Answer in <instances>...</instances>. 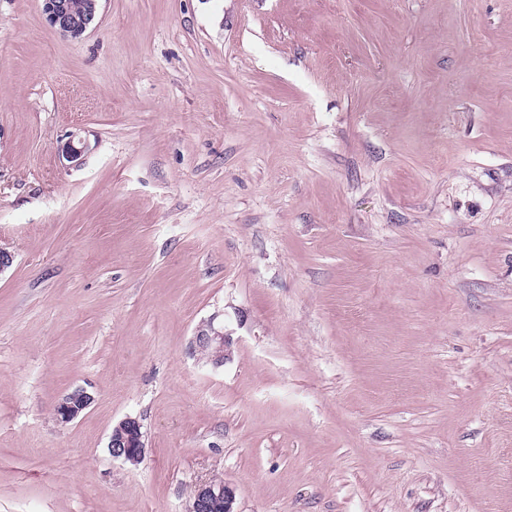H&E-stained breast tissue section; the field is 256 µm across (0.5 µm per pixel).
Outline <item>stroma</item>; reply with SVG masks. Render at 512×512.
<instances>
[{
	"label": "stroma",
	"instance_id": "35a3bbf8",
	"mask_svg": "<svg viewBox=\"0 0 512 512\" xmlns=\"http://www.w3.org/2000/svg\"><path fill=\"white\" fill-rule=\"evenodd\" d=\"M0 247V512H512V0H0ZM86 9L75 13L71 4L78 11L83 0H41L43 12L50 24L63 36L73 39L81 38L87 29L94 23L99 0H89ZM215 320L216 316H213L197 328L193 352L212 366L221 367L226 359L225 352L230 345V338L225 332L224 324L216 326ZM91 400L90 394L82 388L63 395L54 405L56 420L62 424L72 422L89 407ZM108 447L113 457L133 465L140 463L144 456L145 442L138 419L126 417L114 426ZM234 501L233 490L224 480L215 479L194 489L188 512H235Z\"/></svg>",
	"mask_w": 512,
	"mask_h": 512
}]
</instances>
